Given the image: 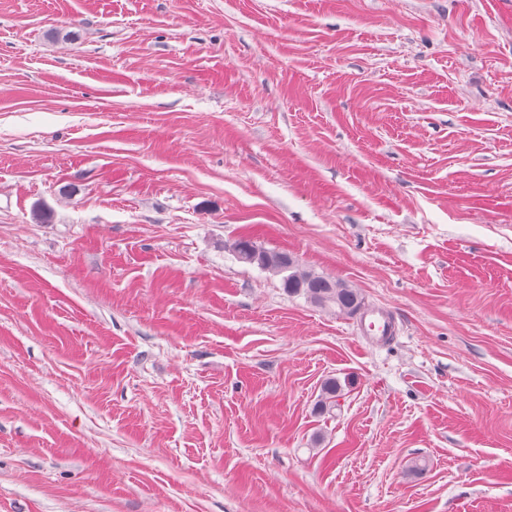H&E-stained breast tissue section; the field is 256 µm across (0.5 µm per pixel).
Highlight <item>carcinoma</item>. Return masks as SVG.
Masks as SVG:
<instances>
[{
	"instance_id": "carcinoma-1",
	"label": "carcinoma",
	"mask_w": 512,
	"mask_h": 512,
	"mask_svg": "<svg viewBox=\"0 0 512 512\" xmlns=\"http://www.w3.org/2000/svg\"><path fill=\"white\" fill-rule=\"evenodd\" d=\"M252 245L258 250L256 263L274 275L282 276L283 288L290 294L304 296L310 303L320 308L336 309L339 314L353 315L365 306L359 291L333 278L299 268L295 259L288 261L284 267L275 261L279 252L266 250L257 245L253 236L246 233L234 243L233 251L242 246Z\"/></svg>"
}]
</instances>
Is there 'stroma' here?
Segmentation results:
<instances>
[{
	"instance_id": "stroma-1",
	"label": "stroma",
	"mask_w": 512,
	"mask_h": 512,
	"mask_svg": "<svg viewBox=\"0 0 512 512\" xmlns=\"http://www.w3.org/2000/svg\"><path fill=\"white\" fill-rule=\"evenodd\" d=\"M0 512H512V0H0ZM252 245L258 250V258L255 262L261 268L274 275L283 276L282 284L290 294L304 296L311 304L320 308H336V313L354 315L365 306L363 296L355 288L323 276L319 273L300 269L296 260L290 255L288 266L284 267L275 261V257L285 251L265 250L257 244L250 233L239 237L234 243L233 251L236 252L242 246ZM362 334L376 342L390 340L396 334V324L386 311H368L361 317Z\"/></svg>"
}]
</instances>
